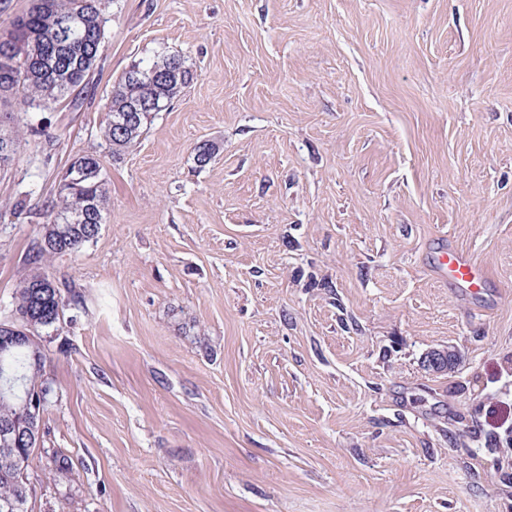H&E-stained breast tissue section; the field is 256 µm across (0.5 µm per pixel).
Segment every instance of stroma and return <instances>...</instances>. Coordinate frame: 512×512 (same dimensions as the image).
<instances>
[{
	"mask_svg": "<svg viewBox=\"0 0 512 512\" xmlns=\"http://www.w3.org/2000/svg\"><path fill=\"white\" fill-rule=\"evenodd\" d=\"M79 109L14 99L0 321L67 165L98 235L63 314L29 512H512V0H111ZM194 73L112 157L135 61ZM214 143L208 164L198 143ZM464 249L485 301L430 251ZM447 349L454 369L425 356ZM430 268L440 283L459 296L478 295L490 286L486 269L462 249L448 247L436 252Z\"/></svg>",
	"mask_w": 512,
	"mask_h": 512,
	"instance_id": "35a3bbf8",
	"label": "stroma"
}]
</instances>
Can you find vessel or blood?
<instances>
[{
  "mask_svg": "<svg viewBox=\"0 0 512 512\" xmlns=\"http://www.w3.org/2000/svg\"><path fill=\"white\" fill-rule=\"evenodd\" d=\"M430 268L440 283L460 296L478 295L490 286L486 269L468 252L455 247L436 252Z\"/></svg>",
  "mask_w": 512,
  "mask_h": 512,
  "instance_id": "obj_1",
  "label": "vessel or blood"
}]
</instances>
